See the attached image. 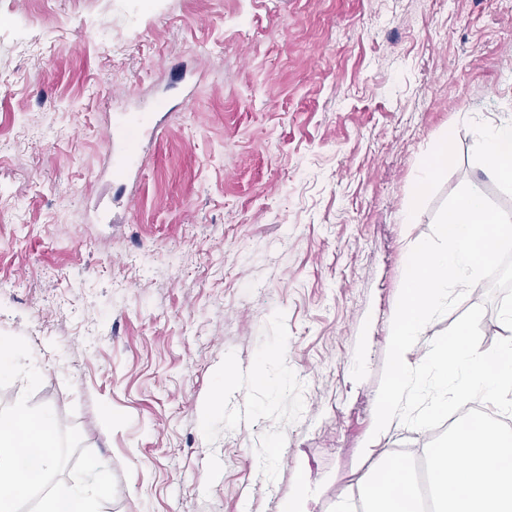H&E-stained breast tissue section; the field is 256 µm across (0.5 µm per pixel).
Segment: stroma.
I'll return each mask as SVG.
<instances>
[{
  "instance_id": "stroma-1",
  "label": "stroma",
  "mask_w": 512,
  "mask_h": 512,
  "mask_svg": "<svg viewBox=\"0 0 512 512\" xmlns=\"http://www.w3.org/2000/svg\"><path fill=\"white\" fill-rule=\"evenodd\" d=\"M509 122L512 0H0V334L116 477L101 512H336L420 457L433 432L370 436L406 246L462 186L512 203L480 150ZM488 291L414 357L478 304L482 346L507 337ZM277 348L287 389L253 387ZM447 146V138H442L423 156L417 176L421 190L426 188L436 178L437 174L448 166Z\"/></svg>"
}]
</instances>
